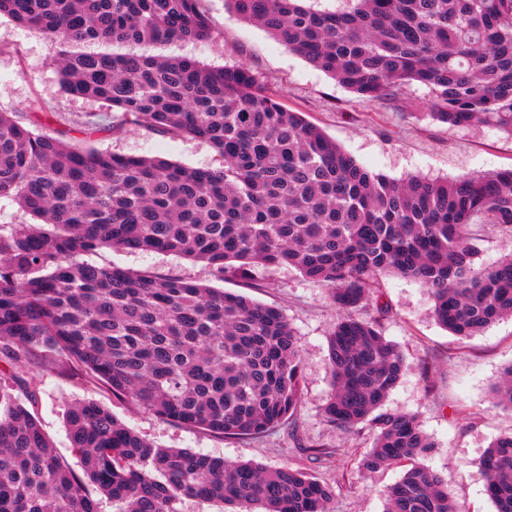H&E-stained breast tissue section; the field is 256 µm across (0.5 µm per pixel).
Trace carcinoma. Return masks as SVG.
<instances>
[{"instance_id": "1", "label": "carcinoma", "mask_w": 512, "mask_h": 512, "mask_svg": "<svg viewBox=\"0 0 512 512\" xmlns=\"http://www.w3.org/2000/svg\"><path fill=\"white\" fill-rule=\"evenodd\" d=\"M204 0H0V16L62 47L68 94L106 103L120 125L201 140L224 159L202 169L69 144L0 112V198L37 224L0 225V512H182L186 500L248 512H326L334 489L299 469L162 448L93 400L72 406L80 469L26 407L37 392L11 368L48 353L71 378L119 401L227 439L295 426L303 398L295 332L277 308L187 278L98 266L102 249L169 253L221 279L292 266L339 311L329 339L327 425L374 436L372 473L411 462L385 512H460L439 474L416 462L435 444L410 413L383 410L404 358L357 316L382 274L430 288L437 322L475 336L512 316V255L477 267L472 231H512V169L395 181L284 107L245 65L72 54L85 41L207 40ZM227 0L239 19L366 99L400 105L428 88L429 116L512 136V0ZM512 408V364L493 386ZM496 512H512V434L477 463Z\"/></svg>"}]
</instances>
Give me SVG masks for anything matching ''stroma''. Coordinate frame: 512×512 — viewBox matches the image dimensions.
I'll return each instance as SVG.
<instances>
[{"mask_svg":"<svg viewBox=\"0 0 512 512\" xmlns=\"http://www.w3.org/2000/svg\"><path fill=\"white\" fill-rule=\"evenodd\" d=\"M214 33L206 41H173L138 45V53L187 57L212 66L247 64L276 92L290 110L305 113L327 136L368 170L394 180L423 175L450 180L461 175L512 168V137L481 123L449 126L426 117L424 86H407L400 110L367 100L289 52L261 28L238 19L225 0H205ZM61 48L42 34L0 16V112L32 118L35 106L72 119L71 143L131 156H154L189 167H222L223 158L207 143L173 138L143 127L104 130L106 105L75 98L60 85L56 61ZM474 263L488 267L512 254V234L484 226L471 239ZM90 263L134 271H156L190 278L278 308L296 332L305 378L304 396L295 430L279 427L264 436L231 440L179 426L143 409L113 399L111 393L84 386L34 363L20 376L38 390L33 413L55 450L73 452L66 412L77 402L94 400L109 408L126 426L165 448L187 449L223 458L251 461L265 467L303 470L334 487L328 512H383V493L403 474L391 466L366 474L359 461L371 447L368 430L347 433L327 426L322 407L330 392L328 341L338 310L328 290L295 268L257 267L252 288L235 280L215 278L202 262L154 252L104 249ZM433 298L416 280L386 276L375 295L359 308L360 316L379 322L385 338L405 356L403 374L384 407L414 414L435 447L424 458L457 501L461 512H494L477 463L497 437L512 433V410L497 406L491 387L512 364V318L495 322L483 333L459 337L441 327L432 314ZM324 445L314 460L304 446Z\"/></svg>","mask_w":512,"mask_h":512,"instance_id":"stroma-1","label":"stroma"}]
</instances>
